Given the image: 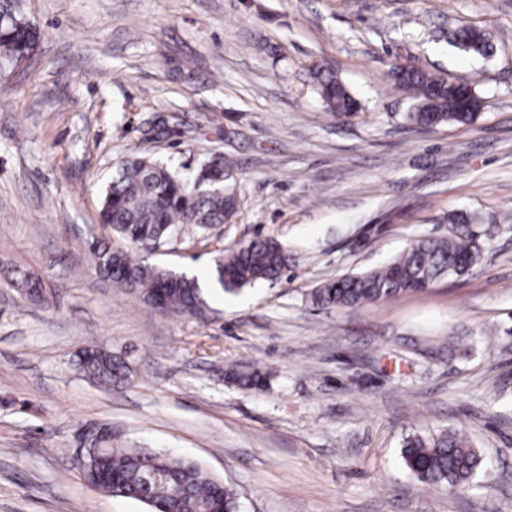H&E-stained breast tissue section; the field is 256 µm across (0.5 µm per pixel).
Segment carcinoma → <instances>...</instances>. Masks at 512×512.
<instances>
[{"label":"carcinoma","mask_w":512,"mask_h":512,"mask_svg":"<svg viewBox=\"0 0 512 512\" xmlns=\"http://www.w3.org/2000/svg\"><path fill=\"white\" fill-rule=\"evenodd\" d=\"M40 40V31L23 15L18 0L0 7V68L15 60ZM454 46L466 53L485 55L493 45L483 32L462 27L454 35ZM312 83L326 111L343 115L359 109L336 72L326 66L314 69ZM398 86L413 101L411 123L432 127L442 123L469 124L482 100L472 85L458 89L445 78L413 66L396 70ZM232 166L212 171L203 166L190 181L153 158L135 156L122 161L106 190L99 210V223L142 250L144 245L164 243L189 228L209 229L228 224L238 213V196L231 183ZM220 177L219 190L198 193L195 181ZM446 238L419 237L412 240L384 265L355 275H343L322 284L313 301L323 307H353L408 292L422 291L444 277L468 274L482 259L484 243L473 228L476 218L455 214L448 218ZM97 271L121 288L141 289L144 301L198 318L210 310L208 294L198 279L132 258L131 253L94 251ZM288 252L274 239L254 240L213 260L212 277L223 294H237L246 287L278 279L288 268ZM90 378L110 385L126 377V366L112 355L97 351L81 358ZM237 386L260 390L267 376L257 370H228ZM402 458L408 469L429 486L454 489L472 481L480 460L467 435L441 429L432 434L405 438ZM88 477L99 489L146 504L153 512H239L238 493L200 464L161 451H144L123 445L107 434L104 450L96 457Z\"/></svg>","instance_id":"carcinoma-1"}]
</instances>
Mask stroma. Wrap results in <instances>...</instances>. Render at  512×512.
<instances>
[{
    "mask_svg": "<svg viewBox=\"0 0 512 512\" xmlns=\"http://www.w3.org/2000/svg\"><path fill=\"white\" fill-rule=\"evenodd\" d=\"M34 57L0 74V512H149L72 467L84 428L193 459L240 512H512V0H25ZM490 33L483 59L452 44ZM331 66L358 112H327ZM472 81L470 124H411L400 66ZM182 174L231 160L232 223L135 259L183 275L258 238L284 277L209 297L208 318L147 305L91 263L130 250L98 222L120 161ZM477 217L469 275L353 308L314 305L336 277L379 267L448 218ZM41 280L27 299L15 279ZM464 357L434 361L444 338ZM95 346L127 380L91 381ZM267 373L246 391L233 365ZM469 436L483 466L454 490L407 469L405 437Z\"/></svg>",
    "mask_w": 512,
    "mask_h": 512,
    "instance_id": "obj_1",
    "label": "stroma"
}]
</instances>
